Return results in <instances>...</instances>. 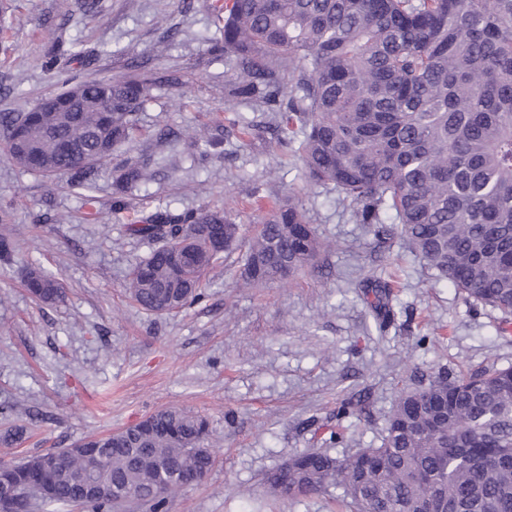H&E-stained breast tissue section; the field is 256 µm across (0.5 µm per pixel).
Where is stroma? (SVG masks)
I'll list each match as a JSON object with an SVG mask.
<instances>
[{"label": "stroma", "instance_id": "stroma-1", "mask_svg": "<svg viewBox=\"0 0 512 512\" xmlns=\"http://www.w3.org/2000/svg\"><path fill=\"white\" fill-rule=\"evenodd\" d=\"M0 0V113L25 112L62 80L127 75L130 60L154 81L140 133L99 167L92 190L47 183L0 161V207L13 243L0 261V460L133 425L179 407L205 417L216 452L205 480L167 512H336L329 496L268 502L264 476L293 455L343 456L378 444L405 387L445 367L475 372L512 365V316L468 299L412 255L400 239L379 243L337 201L333 186L306 182L274 135L242 138L241 122L273 126L277 113L224 100V60L210 50L216 0ZM78 46L84 59L66 51ZM202 130L221 151L187 138ZM151 160L156 175L113 208L115 171ZM299 198L334 250L314 265L259 288L238 283L240 251L204 278L205 298L155 315L127 297L133 266L149 251L127 224L167 207L230 206L251 236L271 204ZM52 274L64 303L40 307L24 285L29 265ZM393 280L394 322L375 324L376 277ZM367 398L361 417L337 418L342 402ZM341 432L329 443L330 432ZM251 490L252 499L241 496Z\"/></svg>", "mask_w": 512, "mask_h": 512}]
</instances>
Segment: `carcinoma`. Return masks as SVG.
Returning a JSON list of instances; mask_svg holds the SVG:
<instances>
[{
	"mask_svg": "<svg viewBox=\"0 0 512 512\" xmlns=\"http://www.w3.org/2000/svg\"><path fill=\"white\" fill-rule=\"evenodd\" d=\"M211 52L224 56L226 97L280 114L278 140L304 177L332 185L357 223L378 239L400 238L435 275L474 302L512 315V0H224ZM152 81L130 74L82 83L75 109L34 104L0 114V157L42 178L93 186L98 165L139 131ZM154 178L146 165L115 180L125 193ZM179 226L194 239L185 252ZM153 244L126 292L154 314L204 296L202 274L238 246L227 210H158L128 225ZM332 244L303 205L274 204L247 240L241 278L273 283ZM28 291L53 307L60 283L31 266ZM375 317L394 315L390 285L377 282ZM207 420L169 407L108 435L9 462L5 485L33 512L74 504L120 512L131 502L165 512L170 498L211 470ZM110 491L84 498V455ZM264 482L274 500L341 491L346 512H512V366L455 375L438 370L404 389L380 444L341 458L306 450Z\"/></svg>",
	"mask_w": 512,
	"mask_h": 512,
	"instance_id": "obj_1",
	"label": "carcinoma"
}]
</instances>
